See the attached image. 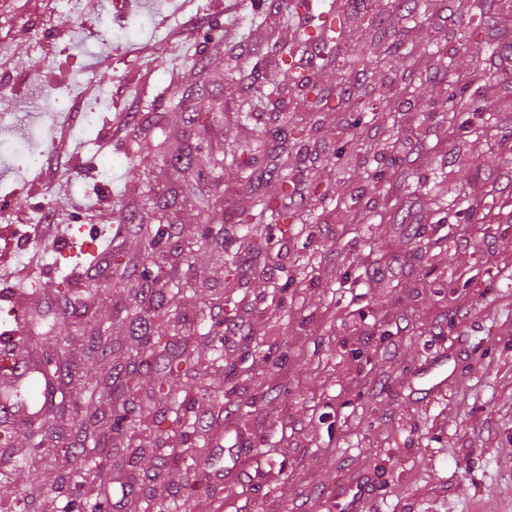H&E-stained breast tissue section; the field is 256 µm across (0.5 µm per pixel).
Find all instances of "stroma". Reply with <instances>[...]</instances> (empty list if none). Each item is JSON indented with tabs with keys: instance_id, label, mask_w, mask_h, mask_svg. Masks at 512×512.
<instances>
[{
	"instance_id": "1",
	"label": "stroma",
	"mask_w": 512,
	"mask_h": 512,
	"mask_svg": "<svg viewBox=\"0 0 512 512\" xmlns=\"http://www.w3.org/2000/svg\"><path fill=\"white\" fill-rule=\"evenodd\" d=\"M334 1L349 40L300 55L329 96L362 84L361 112L303 111L289 73L271 93L277 46L304 23L291 0H60L49 15L0 0L17 17L0 32V132L31 125L27 151L47 158L63 132L72 151L52 173L0 151V208L38 220L65 181L111 221L73 222L91 247L76 257L19 239L18 259L39 249L45 266L16 346L70 366L50 379L55 410L86 406L109 368L133 374L131 402L163 393L189 408L181 429L135 417L88 436L71 421L56 440L40 420L0 417L15 432L0 445V512L29 493L32 512L101 498L108 512H350L343 484L360 491L359 512H512V0L313 8ZM182 24L177 46L169 31ZM452 88L487 110L449 113ZM252 99L281 109L245 110ZM61 100L97 106L96 123L59 119ZM118 109L132 121L114 126ZM196 110L211 120L188 125ZM285 121L308 135L291 149L300 218L272 228L225 289L253 201L235 156ZM180 144L219 166L185 178L165 155ZM159 199L183 255L164 243L143 254L137 224ZM139 318L190 355L187 374L148 352ZM99 332L112 338L105 364ZM442 355L448 384L427 392L420 372ZM78 440L96 451V483L67 452Z\"/></svg>"
}]
</instances>
